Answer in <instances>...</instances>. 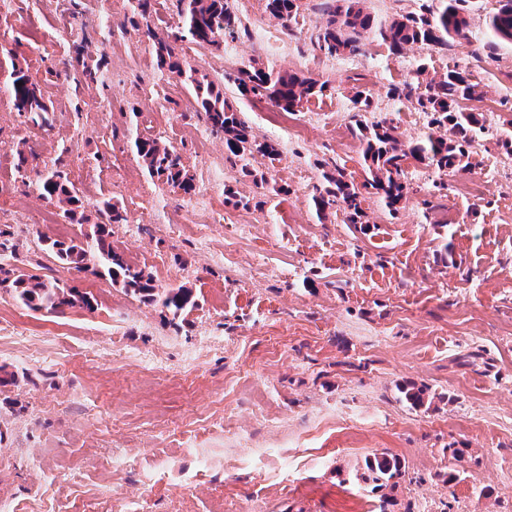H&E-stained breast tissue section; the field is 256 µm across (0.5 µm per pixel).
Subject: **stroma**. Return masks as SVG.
<instances>
[{"label":"stroma","mask_w":512,"mask_h":512,"mask_svg":"<svg viewBox=\"0 0 512 512\" xmlns=\"http://www.w3.org/2000/svg\"><path fill=\"white\" fill-rule=\"evenodd\" d=\"M241 29L221 49L183 43L178 57L223 83L251 137L276 142V160L243 161L206 132L190 92L158 65L149 28L179 23L172 0H155L142 18L128 0H14L0 15V200L17 212H47L48 224H19L0 211L15 249L10 264L88 293L93 309L36 312L0 290V498L28 512H106L114 499L142 512H343L381 491L356 480L366 457L388 453L406 466L392 512H512V155L498 144L512 120V43L491 36L496 0H469V26L448 48L422 44L393 54L375 38L359 53L330 56L316 45L323 0H299L282 22L253 0L251 14L226 0ZM77 24V41L60 30ZM126 33L120 55L101 52L106 26ZM45 47L35 50L34 38ZM98 62L96 82L75 85L77 53ZM258 64L327 83L296 117L315 112L308 135L285 140L272 125L275 105L242 97L227 75ZM458 67L472 74L495 114L470 149V165L443 172L415 160L403 167L408 194L389 211L368 183L356 123L391 124L401 142L448 130L391 84L427 82ZM40 88L50 123L36 126L2 93L14 70ZM151 85L176 87L164 106ZM370 106L358 110L356 91ZM158 138L182 158L195 185L223 194L228 222L212 224L183 191L150 179L131 150L135 136ZM60 171L80 202L65 222L43 198L20 155ZM343 170L364 214L349 223L341 207L318 218L311 197L323 173ZM284 192H269L268 182ZM475 183L477 196L462 185ZM149 191L154 222L137 220ZM112 197L123 219L112 244L149 271L157 292L186 286L195 308L172 317L160 302L112 286L108 278L59 264L44 238L68 223H96V202ZM164 255L159 270L153 255ZM154 358L166 388L147 386L136 353ZM428 386L430 408H411L402 386ZM206 439L208 464L189 450ZM465 448L451 484L447 447ZM134 466H103L112 450Z\"/></svg>","instance_id":"1"}]
</instances>
